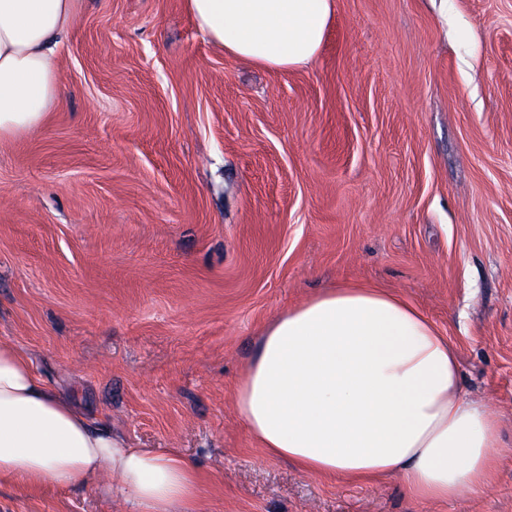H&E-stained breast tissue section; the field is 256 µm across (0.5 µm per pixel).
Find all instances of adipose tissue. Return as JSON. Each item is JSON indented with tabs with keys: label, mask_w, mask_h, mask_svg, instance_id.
<instances>
[{
	"label": "adipose tissue",
	"mask_w": 512,
	"mask_h": 512,
	"mask_svg": "<svg viewBox=\"0 0 512 512\" xmlns=\"http://www.w3.org/2000/svg\"><path fill=\"white\" fill-rule=\"evenodd\" d=\"M226 55L277 69L311 63L334 0H185ZM78 0H0V143L32 133L58 101L59 37ZM250 436L302 473L396 478L416 499L475 494L496 479L499 423L461 390L447 336L382 288H330L266 325L236 390ZM84 486L137 512H198L200 481L174 451L133 447L53 391L0 343V485Z\"/></svg>",
	"instance_id": "adipose-tissue-1"
}]
</instances>
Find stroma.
Instances as JSON below:
<instances>
[{
    "mask_svg": "<svg viewBox=\"0 0 512 512\" xmlns=\"http://www.w3.org/2000/svg\"><path fill=\"white\" fill-rule=\"evenodd\" d=\"M43 126L0 145V341L201 512H512V0H334L308 65L232 58L185 0H81ZM339 284L391 289L500 420V468L442 503L303 474L235 409L258 335ZM0 512H134L90 488Z\"/></svg>",
    "mask_w": 512,
    "mask_h": 512,
    "instance_id": "35a3bbf8",
    "label": "stroma"
}]
</instances>
